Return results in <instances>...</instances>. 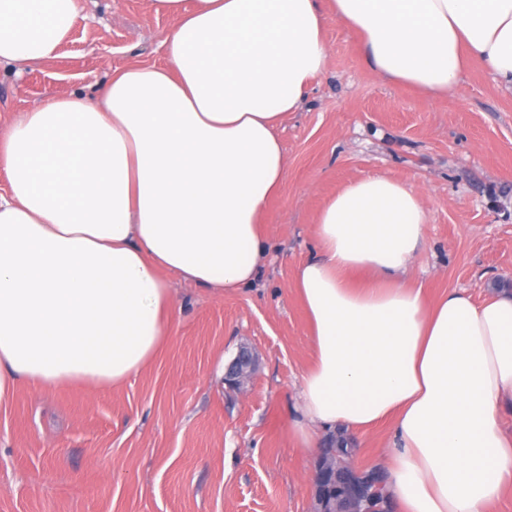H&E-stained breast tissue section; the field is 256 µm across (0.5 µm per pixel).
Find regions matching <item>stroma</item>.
<instances>
[{
	"label": "stroma",
	"mask_w": 512,
	"mask_h": 512,
	"mask_svg": "<svg viewBox=\"0 0 512 512\" xmlns=\"http://www.w3.org/2000/svg\"><path fill=\"white\" fill-rule=\"evenodd\" d=\"M53 56L0 65V126L55 92L96 96L114 68L163 59L170 21L150 0H78ZM328 65L285 123L282 197L266 217L267 264L221 296L177 282L172 339L115 389L21 385L0 406V512H315L310 459L288 443L311 360L293 288L317 252L314 217L344 184L383 173L423 194L413 281L437 296L512 290V89L471 63L430 99L375 76L356 34L325 22ZM256 359L226 382L241 348Z\"/></svg>",
	"instance_id": "obj_1"
}]
</instances>
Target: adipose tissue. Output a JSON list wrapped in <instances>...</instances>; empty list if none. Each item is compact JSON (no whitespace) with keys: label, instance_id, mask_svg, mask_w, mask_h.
I'll list each match as a JSON object with an SVG mask.
<instances>
[{"label":"adipose tissue","instance_id":"obj_1","mask_svg":"<svg viewBox=\"0 0 512 512\" xmlns=\"http://www.w3.org/2000/svg\"><path fill=\"white\" fill-rule=\"evenodd\" d=\"M165 60L62 91L0 132V404L22 383L117 388L170 338L173 279L251 285L288 159L279 129L328 64L327 18L369 69L428 97L481 62L512 85V0H151ZM77 0H0V63L50 58ZM427 210L411 184L351 181L294 271L311 329L288 439L390 427L399 512H493L512 494V293L429 297L409 269Z\"/></svg>","mask_w":512,"mask_h":512}]
</instances>
